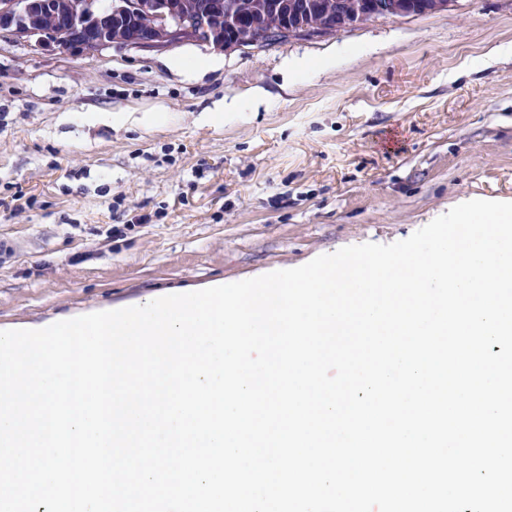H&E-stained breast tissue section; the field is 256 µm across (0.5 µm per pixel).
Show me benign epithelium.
<instances>
[{"label":"benign epithelium","instance_id":"benign-epithelium-1","mask_svg":"<svg viewBox=\"0 0 512 512\" xmlns=\"http://www.w3.org/2000/svg\"><path fill=\"white\" fill-rule=\"evenodd\" d=\"M321 10L335 18L342 30L361 19L413 16L418 10L408 0H367L360 7L349 0H263L262 15L283 12L300 19L296 34L321 30L303 18ZM230 24L247 31L239 41L224 40L222 27ZM258 20L252 13L224 0H0V33L23 39L36 51L63 50L92 57L114 44L142 49H163L184 39L202 40L217 51L243 47L253 40Z\"/></svg>","mask_w":512,"mask_h":512}]
</instances>
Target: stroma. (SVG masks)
<instances>
[{
    "mask_svg": "<svg viewBox=\"0 0 512 512\" xmlns=\"http://www.w3.org/2000/svg\"><path fill=\"white\" fill-rule=\"evenodd\" d=\"M507 44L512 0L236 49L192 78L170 59L210 45L115 44L90 59L0 40V329L391 244L474 199L512 202V55L494 52ZM287 59L307 67L286 72ZM230 99L239 110L211 119Z\"/></svg>",
    "mask_w": 512,
    "mask_h": 512,
    "instance_id": "35a3bbf8",
    "label": "stroma"
}]
</instances>
